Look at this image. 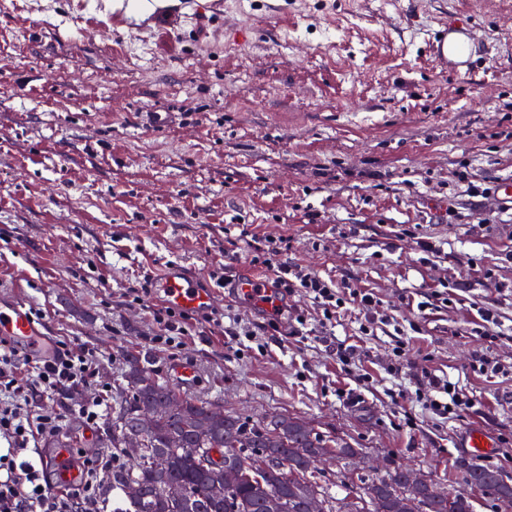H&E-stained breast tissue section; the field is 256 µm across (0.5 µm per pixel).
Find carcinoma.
Instances as JSON below:
<instances>
[{"mask_svg": "<svg viewBox=\"0 0 512 512\" xmlns=\"http://www.w3.org/2000/svg\"><path fill=\"white\" fill-rule=\"evenodd\" d=\"M140 355L128 361L126 385L112 406V451L120 462L112 466V492H125L134 482L142 497L126 499L124 506L113 512H267L269 498L279 499L285 512H308L311 490H316L323 503V512H398L405 500L426 503V512H473V503L445 495L429 496L425 486L409 483L404 467L397 465L381 478L373 479L352 493L338 498L329 486L309 470L311 457L324 448H337V460L351 462L363 449L347 441L328 440L300 418L278 414L283 435H275L271 420H253L238 414L224 416V422L209 420L212 405L198 397L180 396L181 405L153 427L143 431L145 447L136 460L126 458L123 450L125 433L140 429L141 408L176 395L174 387L157 378ZM215 455V462L243 471V479L234 487L215 491L217 470L201 464L205 451ZM164 454L168 467L159 471L152 458ZM264 458L271 463L268 470L252 474L254 463ZM458 481L469 479L481 483L484 498L495 507L512 509V482L495 467L473 462L457 467Z\"/></svg>", "mask_w": 512, "mask_h": 512, "instance_id": "carcinoma-1", "label": "carcinoma"}]
</instances>
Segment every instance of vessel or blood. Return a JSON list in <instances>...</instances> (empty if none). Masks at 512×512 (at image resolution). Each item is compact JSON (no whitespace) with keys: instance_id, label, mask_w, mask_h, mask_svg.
I'll list each match as a JSON object with an SVG mask.
<instances>
[{"instance_id":"vessel-or-blood-1","label":"vessel or blood","mask_w":512,"mask_h":512,"mask_svg":"<svg viewBox=\"0 0 512 512\" xmlns=\"http://www.w3.org/2000/svg\"><path fill=\"white\" fill-rule=\"evenodd\" d=\"M475 31L468 26L453 24L443 26L436 45L435 58L441 67L458 70L461 51L476 42ZM232 295L245 305L263 309L274 314L273 304L268 296L277 290L273 279L255 275H242L226 284ZM154 293L167 305L186 313H201L212 305L215 291L205 287L200 276L188 272L181 264L168 265L163 273L152 282ZM11 340L28 358L51 359L58 347L49 336L42 322L36 319L22 303L0 299V338ZM57 481L70 483L75 469L67 451L57 450L42 459Z\"/></svg>"}]
</instances>
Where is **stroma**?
Wrapping results in <instances>:
<instances>
[{
  "mask_svg": "<svg viewBox=\"0 0 512 512\" xmlns=\"http://www.w3.org/2000/svg\"><path fill=\"white\" fill-rule=\"evenodd\" d=\"M162 5L166 16L122 27L112 0L0 7V295L43 313L72 351L103 354L76 403L119 391L126 356L140 353L181 393L254 419L299 417L380 463L330 466L333 483L393 463L448 488L462 459L512 478V210L469 191L512 178V0ZM450 21L479 36L459 73L431 54ZM146 112L172 119L149 128ZM243 229L286 240L290 262L374 305L348 304L324 329L304 293L273 324L219 292L213 309L240 336L193 319L180 346L154 343L161 303L128 288L171 261L267 274L242 241L226 263L224 234ZM447 286L454 303L418 309ZM480 307L498 316L496 342L474 329ZM482 357L501 373L479 370ZM179 364L191 382L176 381ZM432 375L455 382L469 411L424 406ZM473 429L488 456L467 448Z\"/></svg>",
  "mask_w": 512,
  "mask_h": 512,
  "instance_id": "1",
  "label": "stroma"
}]
</instances>
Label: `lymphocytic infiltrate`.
<instances>
[{"instance_id":"lymphocytic-infiltrate-1","label":"lymphocytic infiltrate","mask_w":512,"mask_h":512,"mask_svg":"<svg viewBox=\"0 0 512 512\" xmlns=\"http://www.w3.org/2000/svg\"><path fill=\"white\" fill-rule=\"evenodd\" d=\"M249 246L263 256L273 271L280 295L300 290L309 294L322 311L323 324H331L347 302L367 305L373 301L370 293L340 289L333 281L292 266L281 241L254 236ZM100 361V354L90 348L75 354L63 345L55 359L36 363L32 383L22 386L14 378L21 355L0 341V434L8 435L13 447L12 453L0 456V471L7 473L6 478H0V512H94L100 490L118 461L117 455L106 450L84 459L79 467V483L57 490L34 460L19 459L18 454L40 439L57 434L65 419L60 411L50 415L38 413L35 404L53 401L95 382Z\"/></svg>"}]
</instances>
